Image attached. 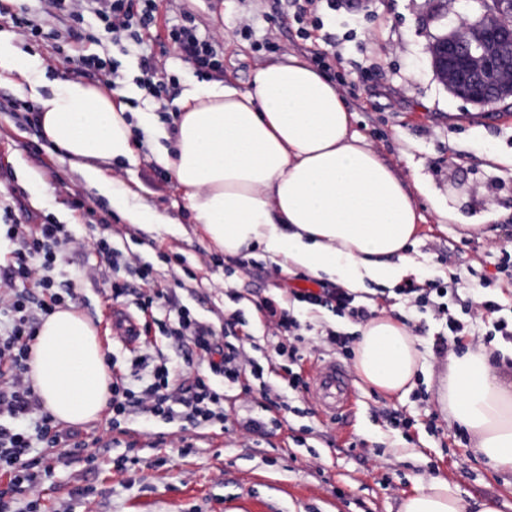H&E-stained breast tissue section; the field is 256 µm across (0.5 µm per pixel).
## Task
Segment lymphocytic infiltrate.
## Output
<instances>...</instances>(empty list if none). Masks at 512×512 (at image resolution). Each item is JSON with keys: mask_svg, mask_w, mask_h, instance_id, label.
<instances>
[{"mask_svg": "<svg viewBox=\"0 0 512 512\" xmlns=\"http://www.w3.org/2000/svg\"><path fill=\"white\" fill-rule=\"evenodd\" d=\"M50 4L74 21L93 14L103 36L126 53L145 47L157 22V0H50ZM165 37L199 77L222 72L218 38L201 32L188 13L167 20ZM137 83L161 111H168L178 78L168 74L165 65L143 58ZM0 235L12 247L11 262L0 267V512H40L36 492L42 477L54 470L55 448L89 465L95 461L81 432L61 427L46 411L28 375L31 347L43 320L77 298L73 280L58 276L62 254L84 249L85 243L64 224L19 222L14 206L2 201ZM94 249L98 260L84 270V277L107 284L113 302L130 299L143 311L164 310L158 324L161 336L185 346L189 356L208 368L207 374L185 379L162 350L136 357L130 371L112 375V397L106 409L111 429L130 434L126 422L136 414L168 421L178 418L199 430L224 422L227 397L214 384L218 377L235 382L249 375L259 382L261 396L272 410L282 409L283 404L276 385L266 380V372H275L289 388L305 387L298 348H290L283 361L267 369L229 341L242 323L240 312H232L220 331L192 313L178 293L192 289L195 274L168 286L159 281L150 262L125 254L108 239L95 240ZM131 274L144 283L143 291L133 292L127 280ZM396 293L411 307L440 321L439 346L459 342L468 320L490 323L495 332L512 339V326L502 316V300L475 287L464 288L459 279L414 281L401 285ZM290 295L292 302L329 307L358 321L374 316L367 306L357 304L353 292L337 285L298 288Z\"/></svg>", "mask_w": 512, "mask_h": 512, "instance_id": "lymphocytic-infiltrate-1", "label": "lymphocytic infiltrate"}]
</instances>
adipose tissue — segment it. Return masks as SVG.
I'll list each match as a JSON object with an SVG mask.
<instances>
[{
    "label": "adipose tissue",
    "mask_w": 512,
    "mask_h": 512,
    "mask_svg": "<svg viewBox=\"0 0 512 512\" xmlns=\"http://www.w3.org/2000/svg\"><path fill=\"white\" fill-rule=\"evenodd\" d=\"M15 36L0 31V85L36 101L41 134L80 166L83 180L130 224L143 221L126 189L101 165L137 164L139 146L170 169L194 223L228 256L263 247L281 271L325 277L355 290L387 283L418 265L407 246L424 217L367 137L336 85L304 57L258 68L248 87L232 75L206 90H185L172 126L158 114L129 120L124 93L63 79L42 94L39 60L21 61ZM140 127L143 141L133 137ZM418 340L380 312L360 329L355 368L378 391L408 390L420 366ZM29 376L59 422L96 419L112 396L111 376L90 320L67 307L45 319ZM474 452L512 470V384L482 350L450 353L438 394ZM399 512H500L495 501L463 498L435 478L402 499Z\"/></svg>",
    "instance_id": "adipose-tissue-1"
}]
</instances>
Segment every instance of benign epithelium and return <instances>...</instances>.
<instances>
[{"mask_svg": "<svg viewBox=\"0 0 512 512\" xmlns=\"http://www.w3.org/2000/svg\"><path fill=\"white\" fill-rule=\"evenodd\" d=\"M478 14L429 48L440 81L455 96L476 104L512 98V58L500 49L512 40V0H475Z\"/></svg>", "mask_w": 512, "mask_h": 512, "instance_id": "benign-epithelium-1", "label": "benign epithelium"}]
</instances>
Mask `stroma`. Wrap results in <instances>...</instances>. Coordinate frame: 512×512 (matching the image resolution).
Here are the masks:
<instances>
[{
  "label": "stroma",
  "mask_w": 512,
  "mask_h": 512,
  "mask_svg": "<svg viewBox=\"0 0 512 512\" xmlns=\"http://www.w3.org/2000/svg\"><path fill=\"white\" fill-rule=\"evenodd\" d=\"M352 2L306 40L284 0H158V19L184 11L201 31L220 33L227 45L224 70L244 87L258 67L320 49L321 69L354 111L355 129L404 182L424 216L409 247L419 263L417 279L457 276L475 284L486 275L490 293L512 303V281L495 278L493 267L500 249L512 244V103L483 106L454 96L439 81L428 52L433 41L472 18V8L463 0ZM246 24L252 28L247 37L240 33ZM98 30L96 18L85 16L72 24L67 48L121 58L125 82L139 77L137 58L98 39ZM18 100L12 86H0V198L24 204L19 220L68 225L88 243L110 238L124 252L152 262L165 283L191 269L202 283L195 294L180 292L183 303L217 328L225 315L241 309L248 322L245 352L264 364L273 359L280 339L271 335L258 306L267 298L285 299L296 277L275 274L260 248L239 268L192 223L176 181L157 190L144 180L143 171L154 162L147 153L134 166H103L131 189V203L145 216L144 223H126L84 182L76 164L41 151L35 130L15 117ZM77 196L109 217V226L88 227L71 205ZM158 215L180 223L181 233L159 230L153 222ZM474 222L479 231L468 233ZM95 261L88 247L71 254L65 270L76 278L77 310L90 319L103 350L122 365L139 348L112 337L113 304L102 283L79 278L81 268ZM228 290L239 294L238 304L226 302ZM358 294L367 297L370 309L393 312L418 337L421 365L409 391L389 395L371 388L353 360L339 358L319 339L304 350L305 371L339 359L356 393L338 419L323 417L307 392L284 386L287 407L278 414L279 426H269L258 388L219 377L227 417L190 454H182L181 440L194 430L178 419L136 415L132 448L124 435H111L106 417L82 424V432L102 438L88 449L95 462L59 464L40 488L43 512H398L405 496L435 477L462 497L490 498L500 512H512V471L494 470L475 456L470 435L438 405L439 380L448 370L447 354L435 349L439 322L409 307L393 285L369 281ZM390 412L411 419V427L391 424ZM254 420L267 423L265 435L247 433ZM300 434L306 446L294 443ZM128 454L133 463L116 470L115 460Z\"/></svg>",
  "instance_id": "stroma-1"
}]
</instances>
